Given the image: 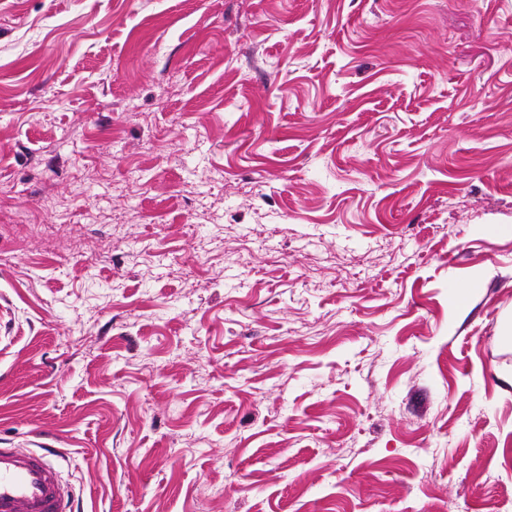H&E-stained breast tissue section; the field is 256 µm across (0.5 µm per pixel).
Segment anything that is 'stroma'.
<instances>
[{
	"instance_id": "stroma-1",
	"label": "stroma",
	"mask_w": 512,
	"mask_h": 512,
	"mask_svg": "<svg viewBox=\"0 0 512 512\" xmlns=\"http://www.w3.org/2000/svg\"><path fill=\"white\" fill-rule=\"evenodd\" d=\"M1 184L76 512H512V0H0Z\"/></svg>"
}]
</instances>
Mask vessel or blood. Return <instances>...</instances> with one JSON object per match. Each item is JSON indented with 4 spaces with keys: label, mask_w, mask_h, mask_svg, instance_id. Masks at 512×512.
Here are the masks:
<instances>
[{
    "label": "vessel or blood",
    "mask_w": 512,
    "mask_h": 512,
    "mask_svg": "<svg viewBox=\"0 0 512 512\" xmlns=\"http://www.w3.org/2000/svg\"><path fill=\"white\" fill-rule=\"evenodd\" d=\"M0 512H73V495L48 454L0 448Z\"/></svg>",
    "instance_id": "b4317fda"
}]
</instances>
